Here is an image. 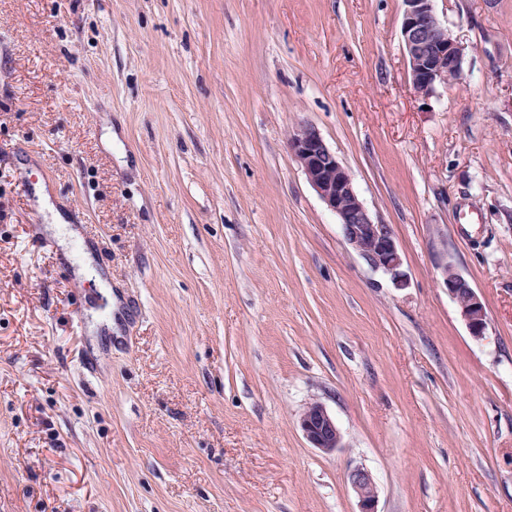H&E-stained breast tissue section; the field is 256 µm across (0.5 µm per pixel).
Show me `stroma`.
I'll use <instances>...</instances> for the list:
<instances>
[{
	"mask_svg": "<svg viewBox=\"0 0 512 512\" xmlns=\"http://www.w3.org/2000/svg\"><path fill=\"white\" fill-rule=\"evenodd\" d=\"M435 7L464 77L426 99L402 0H0V512H356L358 466L378 512H512V0ZM288 147L307 181L326 207L339 218L347 244L372 268L406 286L403 259L389 225L375 222L360 199L349 170L311 124H298ZM441 282L448 295L457 303L460 314L474 338H482L487 329L485 306L474 288L459 273L448 267H439ZM299 427L311 445L323 453L342 447V437L335 418L320 402L310 403L299 417ZM347 481L357 498V512H378V488L372 474L363 467L349 470Z\"/></svg>",
	"mask_w": 512,
	"mask_h": 512,
	"instance_id": "obj_1",
	"label": "stroma"
}]
</instances>
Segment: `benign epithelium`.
<instances>
[{"mask_svg": "<svg viewBox=\"0 0 512 512\" xmlns=\"http://www.w3.org/2000/svg\"><path fill=\"white\" fill-rule=\"evenodd\" d=\"M435 0H403L400 35L409 78L414 90L431 97L437 88L463 76L464 48L448 35L437 16ZM288 147L307 181L326 207L339 218L347 244L372 268L389 276L397 288L406 286L403 259L391 228L373 220L360 199L349 170L327 146L311 124H298L288 137ZM444 288L458 305L469 333L485 336L487 313L474 288L459 273L440 266ZM299 427L311 447L332 453L342 447L335 418L320 402L309 404L299 417ZM347 481L357 498L358 512H378V488L363 467L349 470Z\"/></svg>", "mask_w": 512, "mask_h": 512, "instance_id": "7a95c632", "label": "benign epithelium"}]
</instances>
